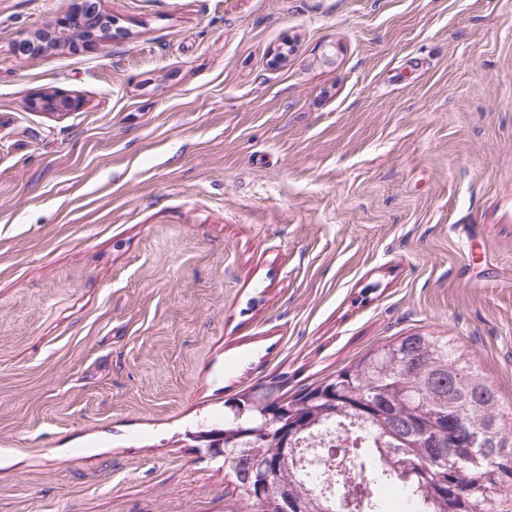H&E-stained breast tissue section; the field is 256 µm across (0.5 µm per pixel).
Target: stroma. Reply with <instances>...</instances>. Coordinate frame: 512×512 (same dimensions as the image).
<instances>
[{"label":"stroma","mask_w":512,"mask_h":512,"mask_svg":"<svg viewBox=\"0 0 512 512\" xmlns=\"http://www.w3.org/2000/svg\"><path fill=\"white\" fill-rule=\"evenodd\" d=\"M70 7L0 0V512H224L191 432L414 333L512 426V0H100L18 52ZM95 3L96 2L94 1L88 0H73L70 12L66 15V18L62 20L60 23V26L62 28H66L76 17L83 19L87 25V33L84 38L76 40L83 43L84 46L91 49L97 48V38L95 32L98 30L97 26L100 23L102 15V13H100L99 10H96ZM90 29L93 30L90 34H88ZM83 102L80 98L64 92L54 94H39L30 99V107L39 109L49 115H65L81 109Z\"/></svg>","instance_id":"35a3bbf8"}]
</instances>
